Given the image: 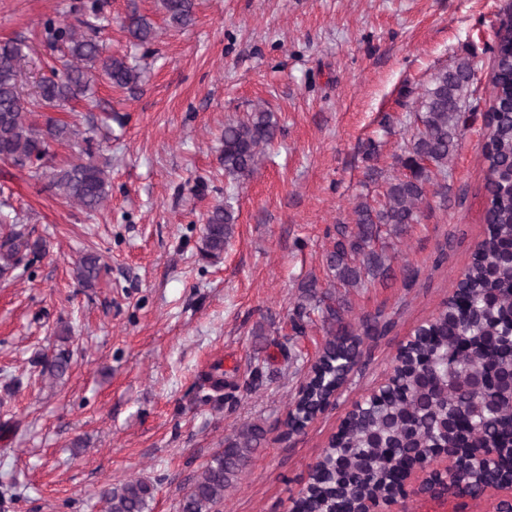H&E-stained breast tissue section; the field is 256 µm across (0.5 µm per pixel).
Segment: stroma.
Wrapping results in <instances>:
<instances>
[{"label":"stroma","mask_w":512,"mask_h":512,"mask_svg":"<svg viewBox=\"0 0 512 512\" xmlns=\"http://www.w3.org/2000/svg\"><path fill=\"white\" fill-rule=\"evenodd\" d=\"M72 2L0 0V41L28 46L24 95L57 64L45 20L75 22ZM105 11L96 38L104 53L134 54L141 83L101 79L92 99L50 112L76 120L108 162L104 207L88 215L0 164V198L49 249L0 279V512H103L106 488L137 479L154 487L149 512H178L225 436L254 420L265 440L218 512H288L309 464L453 293L485 234L482 115L468 118L447 196L428 186L420 223L393 240L391 279L349 295V319L386 331L364 337L328 409L287 437L289 403L325 342L320 324L292 330L299 286L324 277L335 225L397 174L411 136L405 90L421 93L470 54L485 96L493 26L512 0H196L184 29L158 0H105ZM134 13L157 32L138 48L123 29ZM259 104L280 130L236 183L224 175V125ZM218 203L232 206L236 229L213 261L199 246ZM89 251L106 267L84 290L72 265ZM62 351L71 368L56 381L44 362ZM216 369L236 384L234 400L209 381Z\"/></svg>","instance_id":"obj_1"}]
</instances>
